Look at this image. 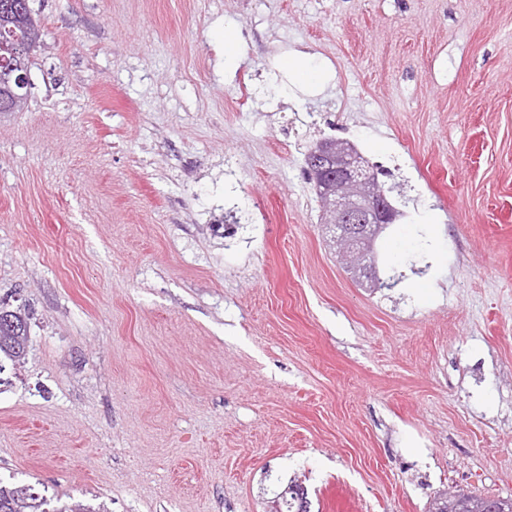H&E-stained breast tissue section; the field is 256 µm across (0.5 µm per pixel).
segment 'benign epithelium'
Wrapping results in <instances>:
<instances>
[{"label":"benign epithelium","instance_id":"obj_1","mask_svg":"<svg viewBox=\"0 0 512 512\" xmlns=\"http://www.w3.org/2000/svg\"><path fill=\"white\" fill-rule=\"evenodd\" d=\"M306 164L336 250L351 258L368 248L366 260L352 262L350 270L363 284H376L374 244L398 216L376 172L356 146L345 140L318 142L306 154Z\"/></svg>","mask_w":512,"mask_h":512}]
</instances>
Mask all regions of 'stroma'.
I'll return each mask as SVG.
<instances>
[{"label": "stroma", "mask_w": 512, "mask_h": 512, "mask_svg": "<svg viewBox=\"0 0 512 512\" xmlns=\"http://www.w3.org/2000/svg\"><path fill=\"white\" fill-rule=\"evenodd\" d=\"M0 113V478L105 512L512 498V0H30ZM257 32L232 71L217 34ZM306 51L323 92L272 88ZM401 215L362 288L305 155ZM235 180H227V170ZM30 317L21 310H8L0 301V354L16 361L24 358L30 336Z\"/></svg>", "instance_id": "obj_1"}]
</instances>
